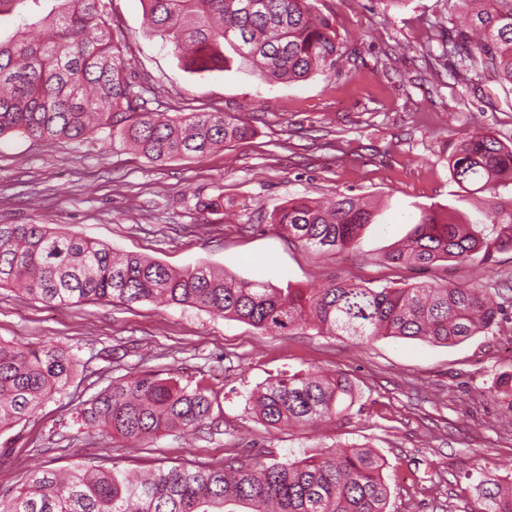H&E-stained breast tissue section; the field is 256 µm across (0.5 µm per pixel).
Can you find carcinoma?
<instances>
[{"label":"carcinoma","instance_id":"obj_1","mask_svg":"<svg viewBox=\"0 0 512 512\" xmlns=\"http://www.w3.org/2000/svg\"><path fill=\"white\" fill-rule=\"evenodd\" d=\"M109 0H0V20H17L0 37V139L81 140L91 132L132 143L152 161L205 158L246 138L250 126L223 112L170 115L148 108L147 88L128 72L109 19ZM148 28L170 43L184 67L204 74L228 65L225 48L252 62L265 80L298 81L330 74L343 57L336 27L316 0H142ZM466 19L439 25L449 75L482 91L489 78L512 86V0H454ZM451 177L485 194L482 218L421 211L394 262L429 268L463 263L492 249H512V143L488 130L460 138L448 156ZM288 238L323 252L355 247L373 208L339 193L326 204L291 199L272 213ZM0 286H17L54 305L85 301L189 304L216 316L277 334L310 327L367 344L382 337L451 346L498 327L503 305L484 288L416 283L370 287L336 279L322 288H277L201 265L174 270L135 254L118 256L105 243L62 234L46 224H0ZM78 367L55 345L28 348L0 339V431L29 418L69 386ZM346 374L294 373L264 383L256 417L272 428L339 420L360 401ZM214 398L201 383L156 371L119 377L83 404L84 422L127 441L166 431H194L212 415ZM382 455L365 445L338 446L303 459L274 452L219 467L160 469L146 476L90 458L67 472L37 467L0 512H387L390 497ZM475 512H512V483L482 467L467 475Z\"/></svg>","mask_w":512,"mask_h":512}]
</instances>
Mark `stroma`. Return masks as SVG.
Here are the masks:
<instances>
[{"instance_id": "stroma-1", "label": "stroma", "mask_w": 512, "mask_h": 512, "mask_svg": "<svg viewBox=\"0 0 512 512\" xmlns=\"http://www.w3.org/2000/svg\"><path fill=\"white\" fill-rule=\"evenodd\" d=\"M316 8L344 40L335 74L268 82L238 58L223 70L189 72L172 45L148 31L141 0H111L112 30L130 72L150 88L151 108L223 111L245 121L252 136L201 160L167 162L100 134L11 136L0 140V224H48L177 270L204 264L280 288H318L338 277L372 287L483 285L509 303L499 328L448 347L395 337L362 345L312 329L272 335L188 305L61 307L0 288V339L53 343L79 360L65 391L0 434V503L27 471L67 469L88 457L140 472L221 465L267 448L293 460L339 444L383 454L388 512H470L464 475L480 465L512 481V399L488 393L512 371V250L428 269L387 258L421 209L458 206L448 155L461 137L484 128L512 142V104L494 83L465 92L449 79L446 61L427 58L428 27L447 23L451 0H317ZM339 192L378 208L357 249L325 254L268 221L289 199ZM219 195L233 204L235 220L202 210ZM144 369L201 382L215 397L211 424L134 447L84 425L85 401L112 378ZM298 371L346 373L362 398L333 423L262 425L250 393Z\"/></svg>"}]
</instances>
